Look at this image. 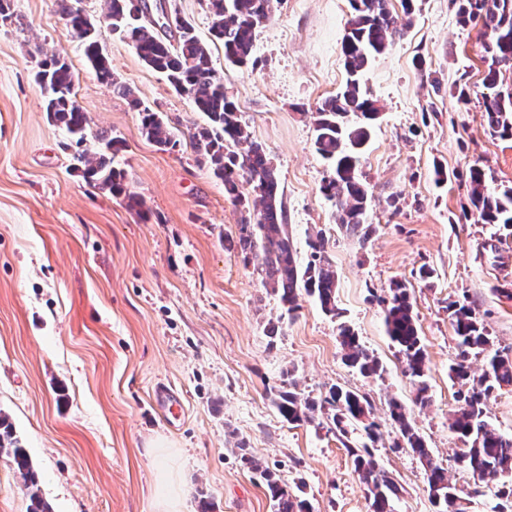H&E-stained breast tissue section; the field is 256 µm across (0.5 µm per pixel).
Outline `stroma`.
Here are the masks:
<instances>
[{"label":"stroma","instance_id":"stroma-1","mask_svg":"<svg viewBox=\"0 0 512 512\" xmlns=\"http://www.w3.org/2000/svg\"><path fill=\"white\" fill-rule=\"evenodd\" d=\"M144 2L151 18L179 13L210 40L208 0ZM76 5L105 29L104 0ZM13 11L0 24V413L52 512H165L169 501L200 512L203 498L211 512H274L263 467L301 484L312 512H371L331 411L296 426L272 407L270 391L290 381L317 400L336 385L371 401L381 433L373 453L403 487L394 512L438 509L423 464L388 419L393 397L466 512H494L512 479L461 471L462 443L449 428L457 387L448 368L460 352L449 301L468 298L496 348L512 350V235L481 223L467 178L477 164L489 190L512 186V140L490 136L481 97L464 107L455 98L458 85L482 84L480 26L459 23L449 0H413L410 28L366 73L380 117L362 158L376 227L363 243L340 229L322 195L326 166L313 147V115L346 80L348 0H274L256 31L255 68L225 65L213 46L226 95L278 171L299 262L310 258L308 231H322L337 275L340 317L303 295L289 318L237 252L241 208L190 144L205 122L191 98L105 29L118 81L178 141L160 149L127 99L97 80L56 0H13ZM52 52L70 64L90 121L80 145L48 118L34 79ZM102 133L125 141L113 164L141 210L85 181L77 157ZM424 266L432 278L420 279ZM394 281L408 285L418 315L433 398L425 409L386 334L379 299ZM342 321L382 376L345 364ZM161 382L184 404L178 421L151 407Z\"/></svg>","mask_w":512,"mask_h":512}]
</instances>
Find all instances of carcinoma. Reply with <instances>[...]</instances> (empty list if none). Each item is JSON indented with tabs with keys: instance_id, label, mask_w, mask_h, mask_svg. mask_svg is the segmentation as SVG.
I'll return each instance as SVG.
<instances>
[{
	"instance_id": "1",
	"label": "carcinoma",
	"mask_w": 512,
	"mask_h": 512,
	"mask_svg": "<svg viewBox=\"0 0 512 512\" xmlns=\"http://www.w3.org/2000/svg\"><path fill=\"white\" fill-rule=\"evenodd\" d=\"M459 21L467 25L482 20V48L487 63L482 85L489 93L482 95L489 134L512 139V90L497 89L501 67L512 66V0H451ZM108 28L120 33L132 44L138 57L151 69L166 76L180 94L189 96L207 122L191 133L197 153L224 182V191L237 204H243L239 183L253 185L260 208H245L239 224L237 247L245 265L253 266L265 286L271 288L291 315L299 308L301 293L312 296L328 315H339L336 307V272L325 254L321 233L309 237L310 260L302 265L288 231L282 203L280 179L266 150L250 139L237 104L224 93V83L213 67L210 48L195 33L190 21L178 14L157 25L144 15L139 0H105ZM60 13L73 24L71 31L79 40L87 63L99 82L110 85L124 96L139 113L145 138L166 150L177 146L166 123L158 113L136 97L112 73L110 58L102 48L103 32L72 0H58ZM341 53L346 81L334 95L325 98L316 112L315 151L326 161L332 175L323 180L321 192L336 208L338 222L345 231L367 240L375 231L368 223L371 191L363 179L361 158L379 119L380 109L367 94L364 76L371 63L385 54L409 28L411 22L399 23L389 8L390 0H349ZM214 16L211 42L224 48V61L237 68L256 63L255 29L270 19L273 0H209ZM36 79L45 94L48 117L64 127L81 145L86 139L88 119L76 98L70 65L54 54H46L38 64ZM100 146L93 154L83 153L85 179L116 196H123L131 207L142 202L130 193L126 173L112 166V159L124 149L123 140L101 134ZM470 205L484 224L512 227V187L490 192L486 174L474 165L469 168ZM385 305L387 335L398 347L405 372L415 386L414 403L424 409L432 395L426 380L425 350L417 315L408 286L395 281ZM450 318L461 360L448 369L449 378L458 383L457 410L449 428L464 443L458 461L473 476L494 479L512 475V437L502 434L488 419L486 404L492 393L503 385H512V355L493 348V340L468 301L448 303ZM338 341L344 360L366 376H380L383 368L360 343L347 325L339 326ZM483 357L478 376L471 375L469 357ZM272 406L290 424L309 423L315 414L329 408L341 442L351 457L355 470L366 485L371 512H393V502L402 487L377 462L371 445L380 439L379 424L372 418L370 401L351 390L335 386L322 402L303 396L294 383L288 389L269 393ZM390 418L398 427L403 447L426 465L429 493L438 512H462L459 497L448 474L433 462L424 437L412 426L406 408L396 400L389 404ZM358 424L370 444L357 448L349 439L348 426ZM0 456L8 459L23 480L29 499L27 512H51L38 488L37 473L16 435L8 416L0 413ZM274 512H310L306 499L288 490V484L268 470L263 471Z\"/></svg>"
}]
</instances>
